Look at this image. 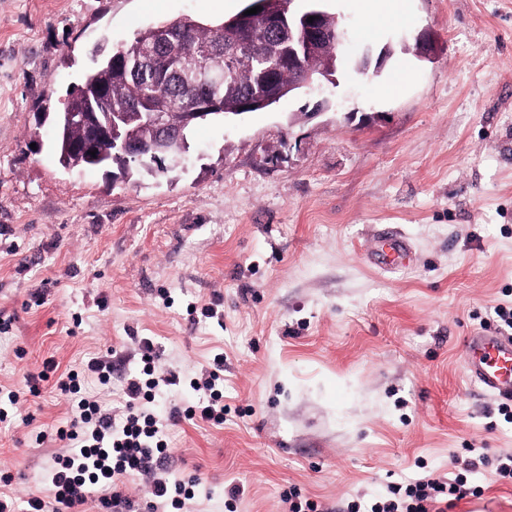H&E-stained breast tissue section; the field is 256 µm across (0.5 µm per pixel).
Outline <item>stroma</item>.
<instances>
[{
	"instance_id": "35a3bbf8",
	"label": "stroma",
	"mask_w": 512,
	"mask_h": 512,
	"mask_svg": "<svg viewBox=\"0 0 512 512\" xmlns=\"http://www.w3.org/2000/svg\"><path fill=\"white\" fill-rule=\"evenodd\" d=\"M244 0H0V389L55 358L83 370L117 349L107 406L136 372L200 377L224 357V423L168 428L170 468L201 477L184 512H286L302 495L343 512L467 448L512 451L496 398L463 370L473 331L512 303V0H405L373 39L363 0H325L349 37L335 83L227 123L202 122L165 174L71 172L53 113L91 65L148 26L219 22ZM432 33V59L415 56ZM390 48L379 74L357 66ZM401 233L410 265L370 260ZM216 314L207 318L204 305ZM53 383L0 422L16 501L48 497L66 413ZM448 512H512L493 466ZM243 486L238 500L230 485Z\"/></svg>"
}]
</instances>
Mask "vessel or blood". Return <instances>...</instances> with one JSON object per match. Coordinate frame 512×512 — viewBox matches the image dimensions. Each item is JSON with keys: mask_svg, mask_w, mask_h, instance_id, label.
Listing matches in <instances>:
<instances>
[{"mask_svg": "<svg viewBox=\"0 0 512 512\" xmlns=\"http://www.w3.org/2000/svg\"><path fill=\"white\" fill-rule=\"evenodd\" d=\"M412 250L405 237L389 232L374 252L375 265L392 268L406 265ZM465 371L468 380L485 395L512 400V336L477 332L465 344Z\"/></svg>", "mask_w": 512, "mask_h": 512, "instance_id": "1", "label": "vessel or blood"}]
</instances>
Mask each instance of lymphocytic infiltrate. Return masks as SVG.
Segmentation results:
<instances>
[{
	"mask_svg": "<svg viewBox=\"0 0 512 512\" xmlns=\"http://www.w3.org/2000/svg\"><path fill=\"white\" fill-rule=\"evenodd\" d=\"M144 359L139 372L126 379V402L121 413L106 409L101 400L82 391L83 377L90 374L101 386L112 384V362L94 358L85 373L59 372L54 360L45 361L41 371L27 373L24 389L38 395L40 385L55 379L58 389L67 395L69 417L52 432H39L37 443L47 438L62 442L64 450L56 454L43 478L51 496H30L23 512H79L89 498H96L101 512H182L188 500L194 499L199 478L185 481L175 478L169 469V452L165 439L168 426L195 418L220 425L224 422V379L220 371L222 356H215L213 371L202 379H190L192 389L202 392L197 403L172 407L167 415H159L151 405L161 386H176L181 377L169 371L156 377L151 339L137 342ZM453 475L431 472L423 477L387 487L385 495L366 502L350 501L346 512H445L448 504L467 496H479L480 487L469 485L468 477L478 466L493 464L498 480L512 483V452L495 459L485 455L475 458L452 456ZM136 477L147 478L148 498L139 502L124 492L126 483Z\"/></svg>",
	"mask_w": 512,
	"mask_h": 512,
	"instance_id": "obj_1",
	"label": "lymphocytic infiltrate"
}]
</instances>
